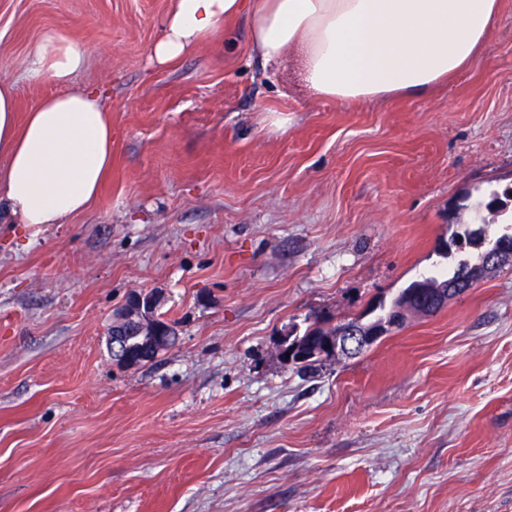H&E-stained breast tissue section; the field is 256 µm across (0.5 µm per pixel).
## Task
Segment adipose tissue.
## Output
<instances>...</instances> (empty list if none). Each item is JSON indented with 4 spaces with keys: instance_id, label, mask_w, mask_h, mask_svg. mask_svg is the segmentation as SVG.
I'll return each mask as SVG.
<instances>
[{
    "instance_id": "obj_1",
    "label": "adipose tissue",
    "mask_w": 512,
    "mask_h": 512,
    "mask_svg": "<svg viewBox=\"0 0 512 512\" xmlns=\"http://www.w3.org/2000/svg\"><path fill=\"white\" fill-rule=\"evenodd\" d=\"M240 18L265 63L299 50L315 96L347 104L440 88L502 22L499 0H175L151 56L172 64ZM86 56L74 36L47 35L31 46V78L58 91L22 123L13 85L0 83V202L10 223H64L88 206L112 165L105 105L70 87Z\"/></svg>"
}]
</instances>
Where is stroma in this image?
Returning <instances> with one entry per match:
<instances>
[{
  "label": "stroma",
  "mask_w": 512,
  "mask_h": 512,
  "mask_svg": "<svg viewBox=\"0 0 512 512\" xmlns=\"http://www.w3.org/2000/svg\"><path fill=\"white\" fill-rule=\"evenodd\" d=\"M174 0H0V82L26 117L49 33L88 48L112 168L63 224L0 222V512H512V265L362 354L301 371L277 344L477 263L470 205L512 184V0L448 85L317 98L245 21L152 63ZM176 345L107 342L134 289ZM108 346L112 353V357L124 367L140 366L134 362V349L129 344L127 336L123 332L113 330L112 323L107 331Z\"/></svg>",
  "instance_id": "35a3bbf8"
}]
</instances>
